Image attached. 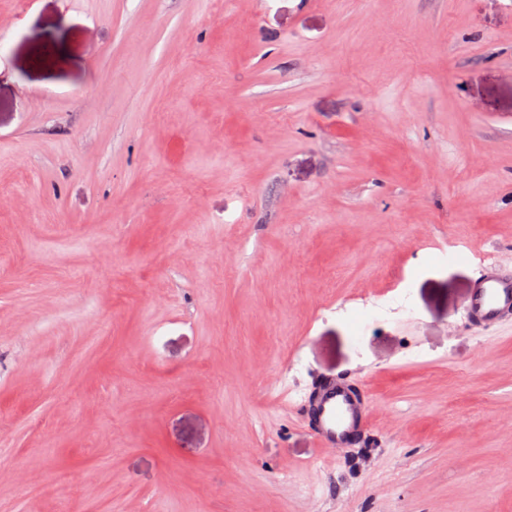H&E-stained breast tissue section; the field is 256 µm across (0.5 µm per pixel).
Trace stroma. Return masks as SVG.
<instances>
[{
    "instance_id": "35a3bbf8",
    "label": "stroma",
    "mask_w": 512,
    "mask_h": 512,
    "mask_svg": "<svg viewBox=\"0 0 512 512\" xmlns=\"http://www.w3.org/2000/svg\"><path fill=\"white\" fill-rule=\"evenodd\" d=\"M489 260L512 0H0V512H512ZM466 319L482 328L512 319V270L496 263L482 270L470 290ZM368 398L342 378H325L303 404L314 439L324 448L359 443L369 428Z\"/></svg>"
}]
</instances>
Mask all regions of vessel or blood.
<instances>
[{
    "label": "vessel or blood",
    "instance_id": "b4317fda",
    "mask_svg": "<svg viewBox=\"0 0 512 512\" xmlns=\"http://www.w3.org/2000/svg\"><path fill=\"white\" fill-rule=\"evenodd\" d=\"M467 321L491 328L512 319V270L487 265L474 282L466 310ZM368 398L342 378L323 379L304 404L314 439L325 448H344L362 441L368 432Z\"/></svg>",
    "mask_w": 512,
    "mask_h": 512
}]
</instances>
